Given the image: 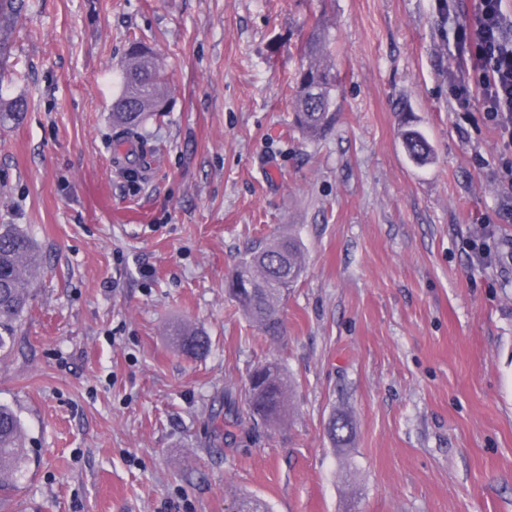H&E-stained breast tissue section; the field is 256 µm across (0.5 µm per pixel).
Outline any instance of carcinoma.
<instances>
[{
  "label": "carcinoma",
  "instance_id": "cac0c4a2",
  "mask_svg": "<svg viewBox=\"0 0 512 512\" xmlns=\"http://www.w3.org/2000/svg\"><path fill=\"white\" fill-rule=\"evenodd\" d=\"M26 9V0H0V61L9 38ZM130 48L121 68L122 91L112 101V127L119 140L146 141L143 125L151 117L167 112V85L155 53L141 40L129 38ZM302 62L295 77L294 124L309 137H319L335 122L333 92L336 90V65L331 62L324 27L311 28L302 48ZM25 111L18 98L0 93V126L16 125ZM409 157L419 165L429 163L431 146L415 129L402 133ZM41 256L30 237L16 224H0V357L11 353L25 308L35 288L32 272L39 268ZM303 273L300 242L284 237L246 251L225 290L230 301L261 332L271 338L281 335L280 304ZM176 346L184 354L199 358L210 349L207 336L182 325L171 331ZM288 376L282 365L267 360L248 376L244 400L247 413L266 425L284 421L287 407ZM328 433L335 447H349L351 423L348 418L332 419ZM23 426L12 408L0 404V502L17 488L26 460L22 443Z\"/></svg>",
  "mask_w": 512,
  "mask_h": 512
}]
</instances>
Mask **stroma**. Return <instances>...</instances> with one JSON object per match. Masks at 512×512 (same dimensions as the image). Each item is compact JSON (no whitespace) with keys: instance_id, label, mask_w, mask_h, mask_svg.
I'll return each instance as SVG.
<instances>
[{"instance_id":"obj_1","label":"stroma","mask_w":512,"mask_h":512,"mask_svg":"<svg viewBox=\"0 0 512 512\" xmlns=\"http://www.w3.org/2000/svg\"><path fill=\"white\" fill-rule=\"evenodd\" d=\"M440 0H28L0 88V224L42 256L0 403L30 464L0 512H512V203L504 152ZM325 26L336 123L293 125L297 47ZM170 94L138 175L112 165L129 36ZM432 162L414 164L404 120ZM304 245L272 339L224 286L249 247ZM493 255L477 263L471 240ZM203 330L182 355L169 330ZM278 360L276 426L248 416L250 370ZM350 415L353 443L327 434ZM25 111V103L18 98H5L0 93V126L16 125ZM171 336H174L173 340L180 351L190 357H202L210 349L209 338L193 328L182 325L175 326L171 331Z\"/></svg>"}]
</instances>
